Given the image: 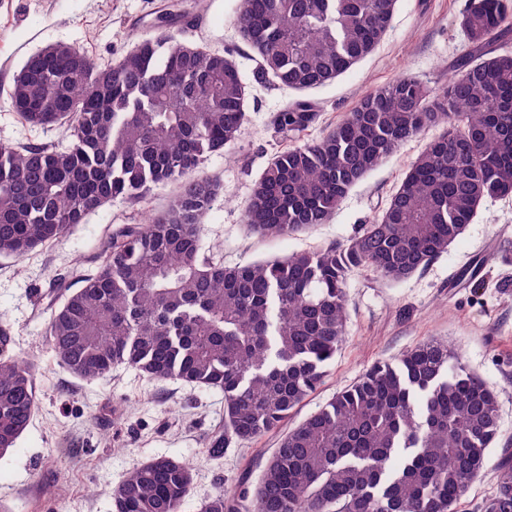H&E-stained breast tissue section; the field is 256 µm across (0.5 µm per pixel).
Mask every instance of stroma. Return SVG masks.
<instances>
[{
  "label": "stroma",
  "instance_id": "stroma-1",
  "mask_svg": "<svg viewBox=\"0 0 512 512\" xmlns=\"http://www.w3.org/2000/svg\"><path fill=\"white\" fill-rule=\"evenodd\" d=\"M177 0H0V143H58L64 129L23 123L8 106L14 76L26 58L64 43L107 65L117 62ZM468 0H397L375 51L327 85L296 91L259 78L255 53L235 19L239 0H201L195 16L175 19L173 31L236 64L246 89L244 121L231 151L212 156L206 174L224 195L201 220L204 246L225 263H245L344 243L376 219L410 164L444 127L401 145L353 186L332 219L305 234L261 239L244 222L254 183L280 151L325 134L369 91L410 75L436 94L466 51L460 26ZM309 100L316 118L307 130L284 135L274 118L287 104ZM175 184L153 189L146 201L116 198L89 214L62 239L17 259L0 256V320L13 329L15 356L34 364L37 408L15 448L0 457V512H113L123 476L160 455L189 461L194 474L182 512L223 486H254L282 432L213 454L209 440L224 426V396L179 382H156L125 366L85 380L56 363L45 324L96 270L106 237L117 226L142 222L165 208ZM349 312L343 344L326 375L292 414L297 425L353 384L373 365L394 361L430 339L448 342L468 370L499 395V435L485 467L463 498L461 512H478L493 494L498 466L512 453V197L486 200L462 237L426 269L393 283L370 270L348 279Z\"/></svg>",
  "mask_w": 512,
  "mask_h": 512
}]
</instances>
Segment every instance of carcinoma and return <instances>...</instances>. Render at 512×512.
Returning <instances> with one entry per match:
<instances>
[{
    "instance_id": "1",
    "label": "carcinoma",
    "mask_w": 512,
    "mask_h": 512,
    "mask_svg": "<svg viewBox=\"0 0 512 512\" xmlns=\"http://www.w3.org/2000/svg\"><path fill=\"white\" fill-rule=\"evenodd\" d=\"M396 0H240L236 24L262 75L294 90L332 82L384 38ZM506 0H470L468 54L431 97L400 77L367 93L325 136L277 153L245 218L261 239L325 224L351 187L404 141L450 125L411 164L380 218L345 244L285 259L226 265L203 250L199 219L224 193L202 168L230 150L245 86L221 53L181 39L162 17L115 64L49 45L15 75L9 104L31 126L68 127L65 144H0V254L22 258L58 241L116 197L144 199L179 183L148 224H125L101 262L47 323L56 362L94 380L125 365L157 381L224 395L212 451L277 429L322 382L346 324L347 280L366 268L401 282L448 251L479 206L512 195V52ZM315 119L296 101L278 132ZM0 455L36 409L27 361L3 354ZM497 391L448 344L427 340L372 366L289 430L260 480L239 497L251 512H458L498 435ZM191 468L160 456L128 472L115 512H181ZM200 512H237L219 491ZM482 512H512V461L499 466Z\"/></svg>"
}]
</instances>
